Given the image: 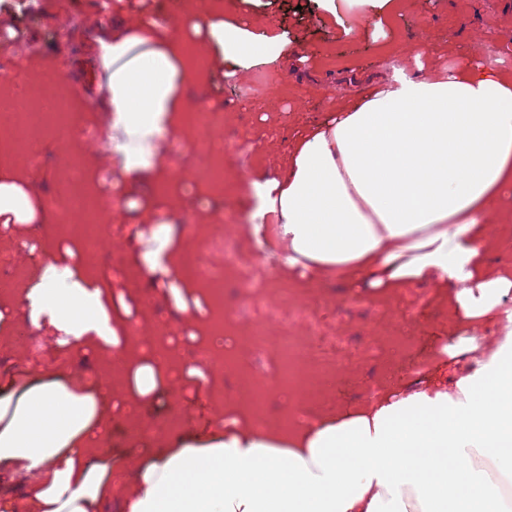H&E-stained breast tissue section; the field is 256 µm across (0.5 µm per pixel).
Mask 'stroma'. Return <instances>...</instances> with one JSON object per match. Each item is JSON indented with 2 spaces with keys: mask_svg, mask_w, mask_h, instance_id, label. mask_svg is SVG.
<instances>
[{
  "mask_svg": "<svg viewBox=\"0 0 512 512\" xmlns=\"http://www.w3.org/2000/svg\"><path fill=\"white\" fill-rule=\"evenodd\" d=\"M218 2L225 22L258 35L275 39L281 52L278 60L254 64L249 69L220 62L221 49L207 43L206 34L196 31V19L186 10V0H146L147 19L160 36L176 35L182 43L206 45L216 66L205 69L195 84L184 87L182 102H200L203 109L219 108L224 113L222 141L210 150L224 162V183L215 185L193 177L173 180L170 170L175 158L194 168L192 139L169 134L160 141L159 169L123 192L114 186L119 178L117 158L105 161L77 151L60 141L54 131L41 134L33 148L36 164L17 160L0 166V183L18 185L27 194L38 219L21 223L14 214H0V253L14 250L37 239L47 261L74 271L92 269L106 288L114 318L128 329L160 311L176 320L182 331L180 348H188L197 335V323L207 315L203 284L185 293L187 307L179 309L168 291L172 277L158 271L143 278L113 273L107 256L91 261L79 259V247L63 241L60 217L67 210L61 193L62 168L80 165L89 190L111 189L107 204L115 218L108 226L113 240L123 246L129 265L155 245L154 234L167 228L174 248L200 249L212 240L218 225H233L245 251L251 252L267 269L274 287L298 288L305 296L328 300V316L353 346L362 348L385 335L389 324L409 319L407 335L433 344L435 353L426 366L427 375L454 380L464 362H450L445 348L449 339L466 336L465 327L453 325L448 291L422 283L400 288L387 302L386 317H379L380 301L372 288L350 286L337 279H312L300 272H283L282 257L253 237L249 225L255 203L244 187L247 178L274 176L288 158L297 137L337 112L366 97L394 71L409 77L446 74L461 58L472 56L484 65L512 73V0H198L207 6ZM74 23L70 29L54 27L55 0H0V16H16L8 37H21L35 44L36 56L23 59L18 72L26 73L31 85L60 81L72 106L66 116L74 126H97L106 139L116 136L109 116L102 110L108 94L107 73L98 57L96 37L84 29L83 19L95 3L109 15L130 7L129 0H69ZM180 13L183 22L172 27L168 16ZM22 336L31 328L4 319ZM39 337L56 344L58 360L50 371L69 375L81 361H97L94 349L61 343V334L46 326ZM397 349L385 346L380 356H358L323 378L327 398L318 413L326 415L341 408L368 402L367 389L380 369L381 360L396 358ZM210 373L189 376L182 404L189 412L185 432H197L216 419L214 406L206 397Z\"/></svg>",
  "mask_w": 512,
  "mask_h": 512,
  "instance_id": "obj_1",
  "label": "stroma"
}]
</instances>
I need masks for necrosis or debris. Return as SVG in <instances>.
Instances as JSON below:
<instances>
[{
    "mask_svg": "<svg viewBox=\"0 0 512 512\" xmlns=\"http://www.w3.org/2000/svg\"><path fill=\"white\" fill-rule=\"evenodd\" d=\"M43 93L51 98L53 111L35 110L30 94L24 91L12 95L8 101L10 120L0 127V165L32 158L37 134L50 125L55 126L59 138L70 140L86 151L104 154L103 142L96 132L65 121L67 101L55 96L51 88H44ZM62 192L68 202L63 226L65 239L80 242L85 256L109 254L113 267H121L124 256L113 248L106 224L98 220L104 195H90L85 188L84 174L76 167L68 170ZM219 237L220 261H213L203 251L189 252L184 257L187 272L213 284L208 291L210 313L206 336L198 338L182 354L174 351L171 336L158 335L144 324L138 329L139 348L166 365L167 398L171 403L180 400L186 369L200 367L208 372H226L229 378L228 388L208 389L211 403L217 407L227 403L240 408L256 427L285 429L310 421L315 416L319 396L311 381L312 366H328L340 357L349 361L357 351L351 348L344 355H337L336 339L326 335L313 305L301 302L296 294L285 290L269 296L265 267L257 260L246 259L234 231H221ZM228 269L239 274L238 285L229 297L219 287ZM245 301L261 303L262 309L256 318L245 319L236 335H229L230 325L224 317L240 311ZM244 354L252 357V365L241 364L240 357ZM279 397L289 400L290 410L276 409L275 400Z\"/></svg>",
    "mask_w": 512,
    "mask_h": 512,
    "instance_id": "necrosis-or-debris-1",
    "label": "necrosis or debris"
}]
</instances>
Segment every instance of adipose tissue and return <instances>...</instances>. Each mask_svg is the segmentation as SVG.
Wrapping results in <instances>:
<instances>
[{"instance_id":"ef3b65f1","label":"adipose tissue","mask_w":512,"mask_h":512,"mask_svg":"<svg viewBox=\"0 0 512 512\" xmlns=\"http://www.w3.org/2000/svg\"><path fill=\"white\" fill-rule=\"evenodd\" d=\"M195 28L225 61L275 54L273 39L218 13ZM98 45L103 109L122 135L114 152L134 182L157 165L206 52L185 54L140 15L117 19ZM511 182L512 78L467 57L445 77L381 83L300 137L280 173L248 183L252 234L284 268L317 278L379 292L407 281L450 289L471 328L458 352L475 354L474 367L453 385L433 376L285 431L237 418L178 437L134 461L124 512H512V278L485 273L478 245L504 219L492 203ZM0 306L94 348L130 405L164 382V365L119 330L87 273L48 267ZM108 420L100 391L72 381L0 389V476L21 490L0 512H101L112 498V459L99 442Z\"/></svg>"}]
</instances>
